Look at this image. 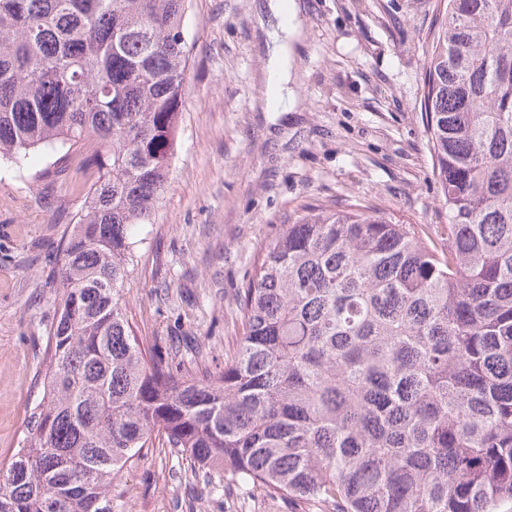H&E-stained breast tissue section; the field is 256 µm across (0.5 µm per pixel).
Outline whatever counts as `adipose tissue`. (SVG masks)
Wrapping results in <instances>:
<instances>
[{
    "mask_svg": "<svg viewBox=\"0 0 512 512\" xmlns=\"http://www.w3.org/2000/svg\"><path fill=\"white\" fill-rule=\"evenodd\" d=\"M267 9L273 16V29L267 30L268 92L265 108L270 112H283L292 107L294 98L288 85L291 81L289 44L301 36L296 0H269Z\"/></svg>",
    "mask_w": 512,
    "mask_h": 512,
    "instance_id": "adipose-tissue-1",
    "label": "adipose tissue"
}]
</instances>
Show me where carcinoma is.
I'll return each mask as SVG.
<instances>
[{"label":"carcinoma","instance_id":"1","mask_svg":"<svg viewBox=\"0 0 512 512\" xmlns=\"http://www.w3.org/2000/svg\"><path fill=\"white\" fill-rule=\"evenodd\" d=\"M185 0H0V160L86 152L43 395L0 512H112L152 448L321 512H494L512 499V0H444L423 103L448 247L362 203L302 211L239 290L201 378L124 312L131 230L168 188Z\"/></svg>","mask_w":512,"mask_h":512}]
</instances>
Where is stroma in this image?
I'll return each instance as SVG.
<instances>
[{"instance_id": "35a3bbf8", "label": "stroma", "mask_w": 512, "mask_h": 512, "mask_svg": "<svg viewBox=\"0 0 512 512\" xmlns=\"http://www.w3.org/2000/svg\"><path fill=\"white\" fill-rule=\"evenodd\" d=\"M263 0H186L185 108L154 223L133 231L136 287L123 300L139 334L171 344L205 337L224 366L242 326L240 288L259 250L304 209L359 201L436 243L448 212L421 104L439 0H299L293 110L264 109ZM95 179L80 154L65 170L45 151L27 170L0 162V460L26 435L42 397L45 331L57 288L56 245ZM113 512H318L221 472L186 480L180 454L157 449L112 481Z\"/></svg>"}]
</instances>
